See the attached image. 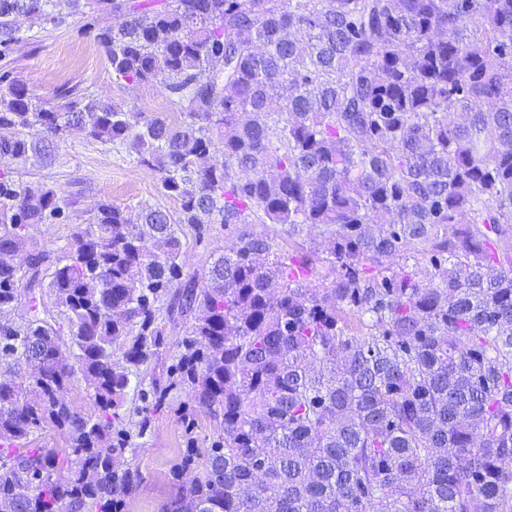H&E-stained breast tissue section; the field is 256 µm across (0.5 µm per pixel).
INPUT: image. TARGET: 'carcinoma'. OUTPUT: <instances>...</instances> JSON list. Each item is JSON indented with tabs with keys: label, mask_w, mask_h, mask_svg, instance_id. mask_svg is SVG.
Listing matches in <instances>:
<instances>
[{
	"label": "carcinoma",
	"mask_w": 512,
	"mask_h": 512,
	"mask_svg": "<svg viewBox=\"0 0 512 512\" xmlns=\"http://www.w3.org/2000/svg\"><path fill=\"white\" fill-rule=\"evenodd\" d=\"M58 2L0 0V56L19 20L64 23ZM66 2L111 13L112 74H166L183 119L76 85L40 102L0 75V167L48 164L79 127L158 172L178 223L238 246L186 274L168 212L103 202L61 252L33 250L21 275L0 263V312L20 280L47 287L70 336L0 328V512H123L142 482L117 467L123 409L164 345L161 301L189 331L154 407L186 385L222 428L182 453L173 475L194 477L165 512H512V0ZM76 203L0 170V245L27 249ZM245 224L326 226L328 255ZM396 254L424 256L430 281L382 266ZM319 264L332 279L314 288ZM75 363L94 418L64 400ZM44 425L67 447H26Z\"/></svg>",
	"instance_id": "cac0c4a2"
}]
</instances>
